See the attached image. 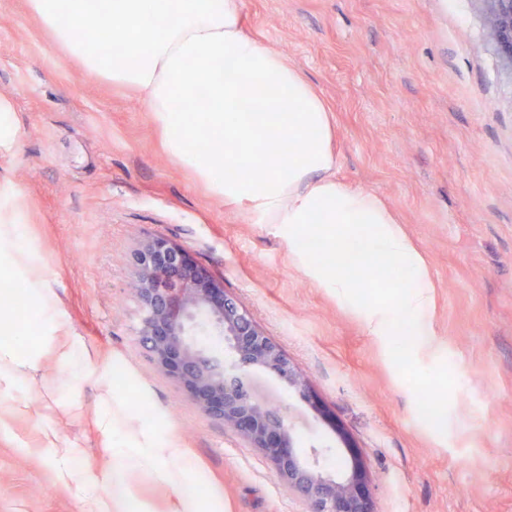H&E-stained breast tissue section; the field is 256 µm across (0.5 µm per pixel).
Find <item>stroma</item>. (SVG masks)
<instances>
[{
    "label": "stroma",
    "instance_id": "stroma-1",
    "mask_svg": "<svg viewBox=\"0 0 512 512\" xmlns=\"http://www.w3.org/2000/svg\"><path fill=\"white\" fill-rule=\"evenodd\" d=\"M246 32L297 67L326 101L337 177L377 194L428 274V343L371 335L396 314L394 284L341 296L304 275L274 224L225 205L176 160L144 104L66 58L28 8L0 0V219L20 215L55 313L90 352L83 375L45 361L36 404L85 450L105 493L110 457L93 418L108 375L131 418L149 407L192 449L224 512H308L258 449L203 414L139 346L133 257L160 236L223 281L308 384V399L258 371L298 447L331 465L356 449L375 512H512V70L483 0H243ZM439 399L430 426L420 394ZM0 443V512H80L37 445V417Z\"/></svg>",
    "mask_w": 512,
    "mask_h": 512
}]
</instances>
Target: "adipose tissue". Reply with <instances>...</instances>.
Returning a JSON list of instances; mask_svg holds the SVG:
<instances>
[{
	"label": "adipose tissue",
	"mask_w": 512,
	"mask_h": 512,
	"mask_svg": "<svg viewBox=\"0 0 512 512\" xmlns=\"http://www.w3.org/2000/svg\"><path fill=\"white\" fill-rule=\"evenodd\" d=\"M33 14L66 56L134 93L160 129L167 152L227 203H246L260 223L281 225L304 273L324 287L348 290L357 264L345 274L330 271L338 242L366 237L364 262L402 271L408 281L401 317L378 311L371 317L377 336L395 335L408 318L412 336L427 335L419 318L430 304L423 263L398 221L373 192L350 188L336 177L332 123L326 103L301 72L278 52L247 36L242 0H105L97 11L88 0H29ZM104 27L111 48L76 38L75 25ZM208 90L204 110L181 106L197 86ZM261 91L267 108L245 112L242 101ZM231 174H224V167ZM318 225L326 257L308 253L300 236ZM0 276L17 278L29 301L44 311L55 298L45 268L34 260L17 224H0ZM18 311L0 304V390L18 397L0 404V442L15 439L12 420L39 414L21 393L44 359L79 368L87 359L77 337L58 317L38 346L23 349L10 338ZM95 426L112 455V482L96 494L98 473L75 469L84 451L62 438L58 419L40 416L42 451L54 463L57 483L78 484L85 512H158L144 488L167 490L165 512H224V499L200 495L210 477L189 449L162 435L154 417L131 419L126 404L102 382Z\"/></svg>",
	"instance_id": "adipose-tissue-1"
}]
</instances>
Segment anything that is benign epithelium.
Masks as SVG:
<instances>
[{
	"instance_id": "benign-epithelium-1",
	"label": "benign epithelium",
	"mask_w": 512,
	"mask_h": 512,
	"mask_svg": "<svg viewBox=\"0 0 512 512\" xmlns=\"http://www.w3.org/2000/svg\"><path fill=\"white\" fill-rule=\"evenodd\" d=\"M486 22L502 60L512 69V0H484ZM136 294L143 316L137 341L207 415L259 449L277 478L299 493L310 512H374L368 474L356 458L331 470L325 452L294 446L285 416L249 389L252 371L275 374L284 388L306 396V383L250 314L180 247L157 237L136 252ZM205 334L224 352L203 345Z\"/></svg>"
}]
</instances>
